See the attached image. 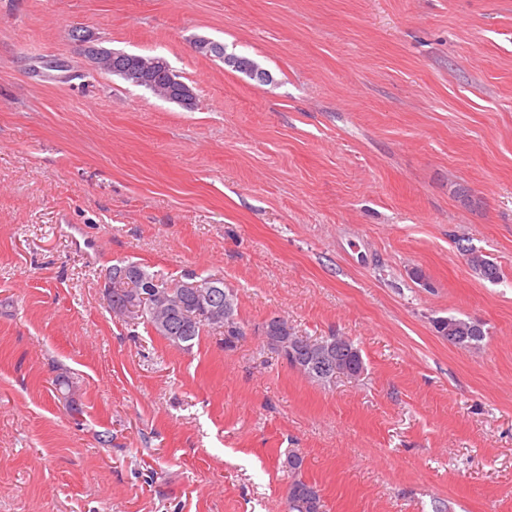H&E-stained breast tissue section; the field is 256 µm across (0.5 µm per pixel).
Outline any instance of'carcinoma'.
<instances>
[{"label": "carcinoma", "mask_w": 512, "mask_h": 512, "mask_svg": "<svg viewBox=\"0 0 512 512\" xmlns=\"http://www.w3.org/2000/svg\"><path fill=\"white\" fill-rule=\"evenodd\" d=\"M137 62L149 72L150 82L143 84V88L185 109L194 108L196 97L192 88L181 80L164 57L140 55ZM459 249L465 264L477 277L489 282L503 280L501 267L487 255L462 243ZM124 269L123 265H114L107 277L105 294L114 314L125 315L126 302L139 298L143 292L151 298L134 317L142 318L156 335L171 345L189 349L209 328L224 332V347L231 349L244 335L236 296L232 290L224 288L222 281L208 278L160 281L137 265L136 275L140 279L133 280V286L129 287L117 281ZM434 329L452 345L464 349L479 347L486 336L482 323L456 316L436 320ZM305 341L304 349L283 343L275 352L313 382L331 383L340 374L357 377L364 370L360 350L346 337H307ZM302 464L297 454L288 455L285 462L294 476L288 491V512H321L318 490L301 477Z\"/></svg>", "instance_id": "carcinoma-1"}]
</instances>
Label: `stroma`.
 <instances>
[{"instance_id": "stroma-1", "label": "stroma", "mask_w": 512, "mask_h": 512, "mask_svg": "<svg viewBox=\"0 0 512 512\" xmlns=\"http://www.w3.org/2000/svg\"><path fill=\"white\" fill-rule=\"evenodd\" d=\"M121 261L223 280L244 336L114 316ZM274 317L363 372L309 381ZM291 452L323 512H512V0H0V512H286ZM212 44L213 43H211V42H207L205 40H201V41H199V43L197 45V48H198L199 52H201V53H204L206 55L208 53L214 54L216 57L224 59V62L227 65L231 66L232 68H234L233 65H231L227 61V59L225 58V55L226 56H233V57H237V58H243V59L246 60L247 69L246 70H241V69L235 68L236 71H238L240 73H244L247 76H249L251 79L257 80L259 83H262V84L272 82L271 74L267 70L260 68L258 66V64L254 60H252L251 58H249L247 56L236 55V54H226V53H224V55L223 54L222 55L216 54L209 47ZM254 74H255V77L253 76ZM261 74L265 75L266 78L260 79L259 75H261ZM132 55L138 58L137 62L140 67L147 69L150 78L148 83L141 85L131 83L132 85L150 90L153 95L177 103L185 109L194 108L196 101L194 91L181 80L164 57ZM460 254L469 269L480 279L489 282H499L503 280L504 273L501 267L471 246L460 245ZM434 329L452 345L464 349L479 347L486 336L482 323L456 316L436 320Z\"/></svg>"}]
</instances>
